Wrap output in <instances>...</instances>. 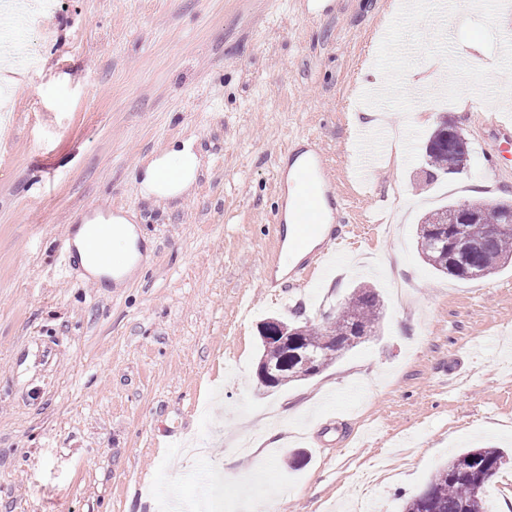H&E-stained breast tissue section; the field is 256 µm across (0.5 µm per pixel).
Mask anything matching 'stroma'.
Returning <instances> with one entry per match:
<instances>
[{
  "label": "stroma",
  "mask_w": 512,
  "mask_h": 512,
  "mask_svg": "<svg viewBox=\"0 0 512 512\" xmlns=\"http://www.w3.org/2000/svg\"><path fill=\"white\" fill-rule=\"evenodd\" d=\"M401 0H56L17 27L0 81V512H401L437 468L473 446L512 453V265L477 280L419 257L417 226L447 203L512 197V143L499 116L435 102L447 67L417 63L415 121L356 181L350 146L368 115L360 90ZM468 168L425 179L442 118ZM190 143L181 195L146 196L141 170ZM316 144L335 192L365 226L354 251L302 286H262L282 249L271 225L288 150ZM150 244L123 286L91 279L73 225L113 207ZM378 289L376 336L318 376L274 389L257 378L259 327L319 324L353 288ZM296 417L277 432L280 410ZM394 475H348L378 457Z\"/></svg>",
  "instance_id": "stroma-1"
}]
</instances>
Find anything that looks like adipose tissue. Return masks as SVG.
Wrapping results in <instances>:
<instances>
[{
  "instance_id": "adipose-tissue-1",
  "label": "adipose tissue",
  "mask_w": 512,
  "mask_h": 512,
  "mask_svg": "<svg viewBox=\"0 0 512 512\" xmlns=\"http://www.w3.org/2000/svg\"><path fill=\"white\" fill-rule=\"evenodd\" d=\"M198 160L190 144H182L156 158L143 171L141 186L150 195L174 196L187 189L196 177ZM105 238L111 257L110 266H100L90 249L95 238ZM72 243L77 258L87 274L122 281L139 269V234L134 224L122 216L107 219L94 217L73 232Z\"/></svg>"
}]
</instances>
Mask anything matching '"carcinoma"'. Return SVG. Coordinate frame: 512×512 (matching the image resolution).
<instances>
[{
  "label": "carcinoma",
  "instance_id": "cac0c4a2",
  "mask_svg": "<svg viewBox=\"0 0 512 512\" xmlns=\"http://www.w3.org/2000/svg\"><path fill=\"white\" fill-rule=\"evenodd\" d=\"M430 179L454 174L459 157L452 148L442 146L429 136L425 144ZM450 203L426 214L421 221L417 247L425 263L440 274L473 279V271L496 273L512 262V235H500L491 229L502 224L505 216L491 213L466 225L469 249L459 251L440 238L453 236L451 226L442 223V215L450 212ZM381 308L376 288L360 284L353 288L347 306L321 325L304 324L290 339L291 355L279 363L276 374L290 382L302 381L326 370L336 355L357 346L354 336H369L378 329ZM507 464V454L498 448H468L437 469L418 494L405 500L402 512H484L485 486Z\"/></svg>",
  "mask_w": 512,
  "mask_h": 512
}]
</instances>
